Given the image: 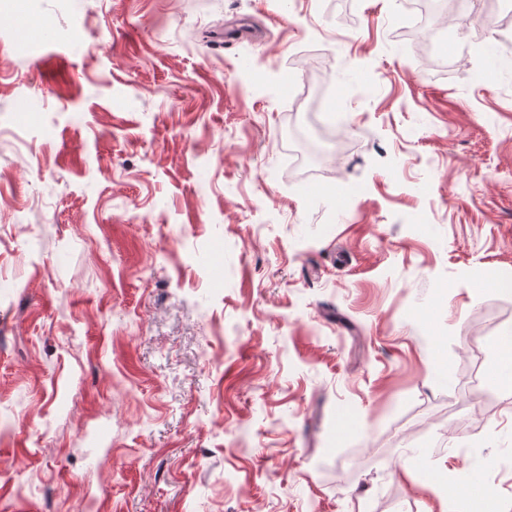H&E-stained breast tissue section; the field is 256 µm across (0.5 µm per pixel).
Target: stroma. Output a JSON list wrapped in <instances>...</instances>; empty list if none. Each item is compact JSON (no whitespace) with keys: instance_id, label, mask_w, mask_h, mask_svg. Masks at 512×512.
I'll list each match as a JSON object with an SVG mask.
<instances>
[{"instance_id":"1","label":"stroma","mask_w":512,"mask_h":512,"mask_svg":"<svg viewBox=\"0 0 512 512\" xmlns=\"http://www.w3.org/2000/svg\"><path fill=\"white\" fill-rule=\"evenodd\" d=\"M26 2L0 0V126L34 148L0 143V512H450L451 475L512 512L489 0L424 52L408 0Z\"/></svg>"}]
</instances>
